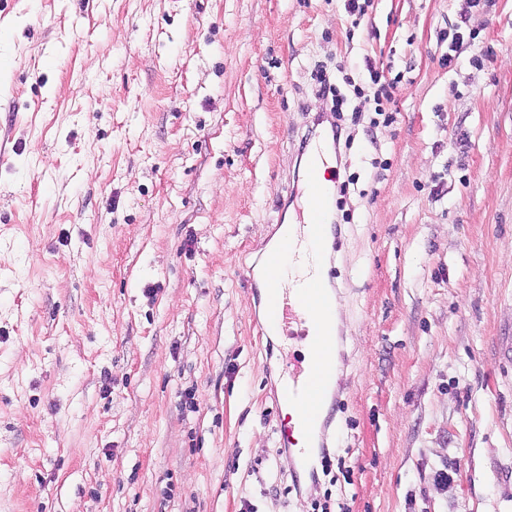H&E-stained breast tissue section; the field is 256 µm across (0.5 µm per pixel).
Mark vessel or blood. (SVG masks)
Wrapping results in <instances>:
<instances>
[{"instance_id":"b4317fda","label":"vessel or blood","mask_w":512,"mask_h":512,"mask_svg":"<svg viewBox=\"0 0 512 512\" xmlns=\"http://www.w3.org/2000/svg\"><path fill=\"white\" fill-rule=\"evenodd\" d=\"M335 154L332 131L323 129L308 152L297 221L287 225L280 248L259 257L245 277L249 288L258 291L265 309V318L258 323L261 332L277 333L292 323L306 327L310 341L307 358L301 363L284 361L280 376L283 402L295 415L296 426L308 435L325 426L330 416L327 391L336 377L341 343L335 329L336 298L324 278L329 261L325 244L336 228L327 222L330 192L322 169ZM295 266L303 271L297 287H282V280ZM293 427L280 426V441L296 465L304 467L312 459L310 445L293 441Z\"/></svg>"}]
</instances>
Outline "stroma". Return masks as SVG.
Masks as SVG:
<instances>
[{"label": "stroma", "instance_id": "stroma-1", "mask_svg": "<svg viewBox=\"0 0 512 512\" xmlns=\"http://www.w3.org/2000/svg\"><path fill=\"white\" fill-rule=\"evenodd\" d=\"M0 0V512H512V0ZM481 55L474 65L473 55ZM377 62L331 265L335 478L277 451L242 277ZM450 480L441 483L438 474ZM453 31L454 32L452 33L450 40L449 33H447L443 38L444 41L447 39L449 40L448 53L442 56V63L444 65H448V67H450L459 58L465 45L469 44V46H471V34L468 35V41H466L461 26L456 25ZM367 70L369 72L370 81L374 88L373 91V102L375 104L373 112H375L378 116L384 115V123L388 124L393 119L392 112L388 108L385 107V104L390 103L392 100V92L390 89L392 86L390 83L381 82L383 77L382 73L378 71L373 63L369 60L367 61Z\"/></svg>", "mask_w": 512, "mask_h": 512}]
</instances>
